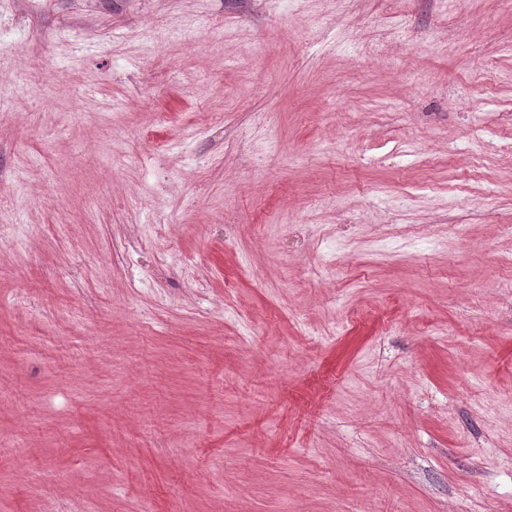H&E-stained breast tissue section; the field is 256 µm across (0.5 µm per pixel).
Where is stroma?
Returning <instances> with one entry per match:
<instances>
[{"label":"stroma","mask_w":512,"mask_h":512,"mask_svg":"<svg viewBox=\"0 0 512 512\" xmlns=\"http://www.w3.org/2000/svg\"><path fill=\"white\" fill-rule=\"evenodd\" d=\"M509 278L512 0H0V512H512Z\"/></svg>","instance_id":"1"}]
</instances>
